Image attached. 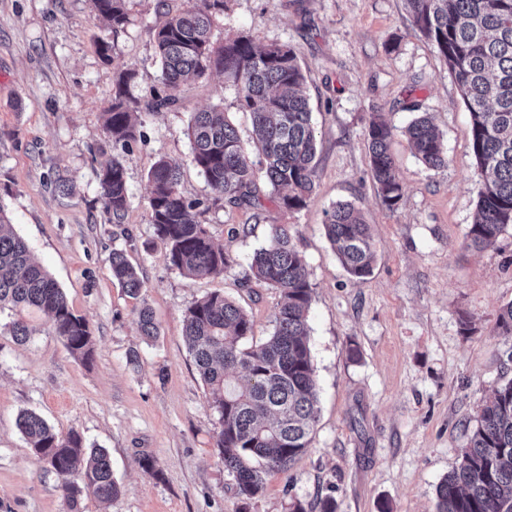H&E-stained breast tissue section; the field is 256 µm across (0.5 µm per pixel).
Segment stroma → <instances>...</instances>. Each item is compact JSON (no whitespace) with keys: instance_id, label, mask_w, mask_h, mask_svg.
Instances as JSON below:
<instances>
[{"instance_id":"35a3bbf8","label":"stroma","mask_w":512,"mask_h":512,"mask_svg":"<svg viewBox=\"0 0 512 512\" xmlns=\"http://www.w3.org/2000/svg\"><path fill=\"white\" fill-rule=\"evenodd\" d=\"M193 4L128 0L129 23L115 37L92 0H0V208L87 319L94 348L83 362L42 312L0 310V512H69L58 476L15 426L25 410L109 451L121 494L109 507L83 497L81 512H288L293 499L319 512L328 497L336 512H435L436 486L457 466L485 403L512 379V337L497 322L512 303V225L482 250L466 246L480 175L457 84L403 0H227L213 19L215 45L241 33L297 55L317 140L316 188L300 210H194L236 264L220 276L183 275L152 237L147 174L166 158L180 166L185 197H207L189 162L192 114L223 105L242 139L251 138L250 116L223 75L185 81L176 108L144 115L143 136L125 156L124 224L109 223L98 173L112 153L103 114L120 74L134 71L132 94L150 100L161 87L153 30L165 13ZM376 112L398 129L390 150L404 196L393 211L371 179L367 131ZM422 112L442 136L446 168L424 167L400 133ZM59 177L70 193L57 191ZM339 202L371 227L376 261L367 277L350 276L325 236L324 213ZM275 224L287 227L310 272L319 419L305 455L246 502L215 446L183 320L219 291L252 318L253 343L271 334L278 291L239 281ZM116 247L144 282L142 300L112 278ZM143 303L160 330L149 344L137 327ZM465 316L474 334H464ZM15 320L31 329L27 344L12 338Z\"/></svg>"}]
</instances>
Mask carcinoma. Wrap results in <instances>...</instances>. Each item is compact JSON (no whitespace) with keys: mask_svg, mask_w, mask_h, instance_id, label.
I'll return each instance as SVG.
<instances>
[{"mask_svg":"<svg viewBox=\"0 0 512 512\" xmlns=\"http://www.w3.org/2000/svg\"><path fill=\"white\" fill-rule=\"evenodd\" d=\"M117 37L128 23L126 0H93ZM414 28L444 58L470 114L472 151L482 176L468 247L480 250L512 224V0H404ZM225 0L199 4L168 16L155 30V55L163 89L153 95L150 112L173 107L172 94L188 78L215 69L234 89L239 109L249 113L252 147H247L224 106L213 105L191 117L187 136L190 163L210 190V200L230 207L259 209L269 199L286 210L305 207L316 184V137L303 93L305 76L293 48L258 47L239 36L220 47L211 39L212 17ZM134 73L119 76L104 128L112 158L101 167L99 186L108 221L125 223L130 207L125 154L142 137L140 101L129 85ZM415 157L428 169L448 166L442 136L427 112L400 130ZM393 127L374 118L368 126V152L376 194L389 210L398 208L402 186L389 150ZM179 167L161 158L148 172L149 224L167 248L171 268L184 275H219L236 260L214 244L191 212L204 205L178 188ZM325 235L338 259L355 278L371 274L376 259L370 225L350 203L325 213ZM112 278L132 299L144 288L123 250L110 257ZM251 274L278 290L273 331L258 345L248 313L222 293H210L187 308L183 336L206 386L215 418V444L224 470L244 500L260 496L267 476L286 472L305 454L318 415V386L308 342L313 288L306 261L288 229L274 225L270 241L257 249ZM19 305L46 313L54 333L77 357L91 355L86 319L74 313L66 294L14 233L0 208V309ZM138 326L147 341L159 336L151 309H138ZM16 426L29 448L61 479L72 512L81 497L110 503L120 493L105 448L85 446L76 431L62 437L33 411ZM436 512H512V379L501 384L482 408L478 424L462 449L461 461L436 486Z\"/></svg>","mask_w":512,"mask_h":512,"instance_id":"1","label":"carcinoma"}]
</instances>
